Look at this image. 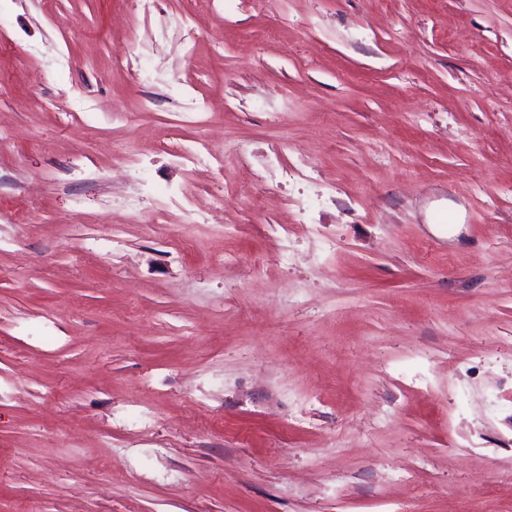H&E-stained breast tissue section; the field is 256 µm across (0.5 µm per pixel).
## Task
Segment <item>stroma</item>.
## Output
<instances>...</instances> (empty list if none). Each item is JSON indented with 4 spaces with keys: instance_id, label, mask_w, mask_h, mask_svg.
Returning a JSON list of instances; mask_svg holds the SVG:
<instances>
[{
    "instance_id": "obj_1",
    "label": "stroma",
    "mask_w": 512,
    "mask_h": 512,
    "mask_svg": "<svg viewBox=\"0 0 512 512\" xmlns=\"http://www.w3.org/2000/svg\"><path fill=\"white\" fill-rule=\"evenodd\" d=\"M0 128V512H512V0H0ZM176 157L179 163L188 168L190 172L203 167L207 170H214V166H222L220 159L214 155L205 139L192 141L182 147ZM222 204L215 201L213 198L212 206L207 210L203 211L199 209L195 201L187 200L186 205L181 208V220L183 226H190V224L208 223V220H213L214 216L219 210H222Z\"/></svg>"
}]
</instances>
